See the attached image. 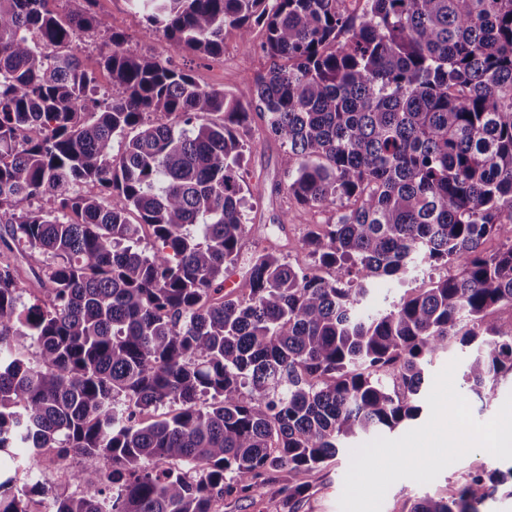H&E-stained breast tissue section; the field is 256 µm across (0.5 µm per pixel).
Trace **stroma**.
<instances>
[{
  "label": "stroma",
  "mask_w": 512,
  "mask_h": 512,
  "mask_svg": "<svg viewBox=\"0 0 512 512\" xmlns=\"http://www.w3.org/2000/svg\"><path fill=\"white\" fill-rule=\"evenodd\" d=\"M103 17L108 31L95 30L84 33L76 42V52L84 67L93 72L99 87H110V73L103 67L102 58L111 46L109 32L125 34L129 48L137 54L146 53L183 69L204 88H214L225 93L247 98L256 79L265 75L270 61L260 51L245 50L237 30L224 31L223 54L206 58L190 52L175 50L160 32H149L142 14L136 13L129 0H55L54 7L66 14L82 6ZM249 144L243 161L244 190L252 206L248 211V233L241 246L243 259L238 262L229 278L234 289L245 288L248 266L245 262L255 250L275 248L281 250L292 264L307 265L306 253L297 250V241L315 224H331L336 220L334 208L306 209L289 197L288 178L283 163V150L269 134L262 119H253L245 130ZM287 217V224H280V217ZM432 274L423 261H414L404 280L382 281L376 284L366 304L367 311L376 312L391 308L407 290L425 288ZM455 387L465 394L475 420L486 422L499 411L508 395L512 394V377L502 378L493 390L477 395L468 392L462 372L454 374ZM350 455L343 452L326 468L313 472L309 478L310 489L298 505L297 512H340L339 499L344 477L349 468ZM496 466L505 470L512 464L495 459L483 450L468 453L458 462L448 466L431 483L419 484L409 479L394 483L388 490L382 512H402L405 503L425 494L442 496L457 488L468 471L482 466Z\"/></svg>",
  "instance_id": "stroma-1"
}]
</instances>
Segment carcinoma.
<instances>
[{
    "label": "carcinoma",
    "mask_w": 512,
    "mask_h": 512,
    "mask_svg": "<svg viewBox=\"0 0 512 512\" xmlns=\"http://www.w3.org/2000/svg\"><path fill=\"white\" fill-rule=\"evenodd\" d=\"M53 2L0 0V243L18 254L0 265V453L25 446L29 472L46 452L82 458L84 488L55 512H214L278 484L291 506L349 440L419 414L425 366L451 343L475 346L474 393L512 376V322L492 318L512 307V0H365L360 15L346 0H130L200 55L223 52L228 27L251 49L263 25L272 67L244 102L120 33L98 91L73 44L106 21ZM255 113L288 194L336 222L297 242L306 267L255 252L232 298ZM493 236L507 242L488 253ZM418 256L454 272L365 313L370 285ZM15 480L0 478V512H29ZM507 480L484 467L408 512H482Z\"/></svg>",
    "instance_id": "carcinoma-1"
}]
</instances>
